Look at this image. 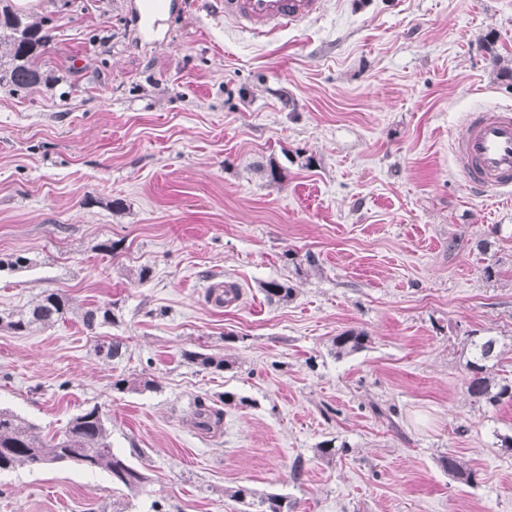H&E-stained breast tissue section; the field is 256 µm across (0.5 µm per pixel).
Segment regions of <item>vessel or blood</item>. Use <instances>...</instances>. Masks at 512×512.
I'll return each instance as SVG.
<instances>
[{
  "instance_id": "vessel-or-blood-1",
  "label": "vessel or blood",
  "mask_w": 512,
  "mask_h": 512,
  "mask_svg": "<svg viewBox=\"0 0 512 512\" xmlns=\"http://www.w3.org/2000/svg\"><path fill=\"white\" fill-rule=\"evenodd\" d=\"M180 0H151L137 14L142 34L159 30L167 11ZM226 21L267 34L298 27L319 15L324 0H216ZM456 158L467 181L494 197L512 194V112H474L468 115L456 142Z\"/></svg>"
}]
</instances>
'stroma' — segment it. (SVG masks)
<instances>
[{
	"label": "stroma",
	"mask_w": 512,
	"mask_h": 512,
	"mask_svg": "<svg viewBox=\"0 0 512 512\" xmlns=\"http://www.w3.org/2000/svg\"><path fill=\"white\" fill-rule=\"evenodd\" d=\"M138 4L22 8L48 24L51 79L0 91V312L47 290L76 312L0 326V408L48 437L100 406L147 480L131 493L99 470L18 467L0 472V512H240V485L249 512L270 494L294 512H512L497 446L512 404L464 387L473 332L512 378V199L471 187L454 150L468 113L512 110V0H326L269 37L189 0L158 41ZM308 251L317 266L295 275L288 253ZM287 276L292 299H267ZM229 285L238 299L216 305ZM103 303L117 323L86 329L79 309ZM349 329L369 342L335 357ZM97 334L122 359L96 357ZM199 347L232 369L186 363ZM122 377L153 386L113 390ZM199 399L219 429L196 425ZM450 453L476 484L448 475Z\"/></svg>",
	"instance_id": "obj_1"
}]
</instances>
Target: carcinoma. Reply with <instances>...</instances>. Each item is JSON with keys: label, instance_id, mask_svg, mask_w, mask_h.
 <instances>
[{"label": "carcinoma", "instance_id": "carcinoma-1", "mask_svg": "<svg viewBox=\"0 0 512 512\" xmlns=\"http://www.w3.org/2000/svg\"><path fill=\"white\" fill-rule=\"evenodd\" d=\"M50 41L45 20L21 15L9 5L0 4V89L21 92L42 82L43 56ZM270 300L287 301L295 288L288 280H270L262 285ZM73 313L71 299L64 293L51 290L42 293L28 308L6 315L0 314V323L18 334H28L49 328ZM112 304L88 307L81 313L83 325L94 330L115 322ZM369 336L364 331L347 330L332 340L334 356L342 357L365 347ZM471 359L467 360L468 378L465 388L475 403L497 406L512 403V380L496 378L494 365L499 362L498 340L493 336L468 337ZM124 342L112 336L94 337L96 356L112 361L122 357ZM185 361L203 370L223 372L233 363L213 353L194 350L182 352ZM197 424L206 430L221 424L224 412L205 402H195L193 412ZM88 461L87 468L104 470L112 483L132 491L145 480V475L132 467L125 458L112 450L107 428V416L93 406L73 417L59 436L44 439L13 412L0 409V470L18 466L38 468L50 463ZM448 474L466 484L476 482V472L461 458L448 455L442 459ZM261 512H293L287 498L271 494L261 501Z\"/></svg>", "mask_w": 512, "mask_h": 512}]
</instances>
